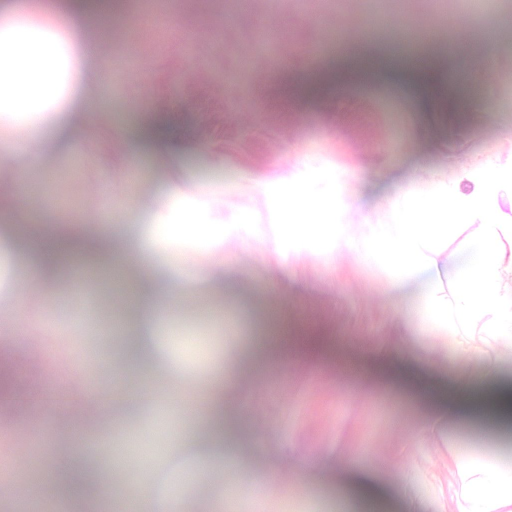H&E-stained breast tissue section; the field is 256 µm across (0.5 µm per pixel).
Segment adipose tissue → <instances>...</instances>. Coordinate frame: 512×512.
I'll use <instances>...</instances> for the list:
<instances>
[{
	"mask_svg": "<svg viewBox=\"0 0 512 512\" xmlns=\"http://www.w3.org/2000/svg\"><path fill=\"white\" fill-rule=\"evenodd\" d=\"M90 12L81 0H5L0 5V158H35L47 137L63 140L89 122L85 83L96 56L83 32ZM358 175L344 170L339 189L320 174L258 175L197 181L191 191L170 183L144 221L164 224L174 241L226 242L248 234L260 251L348 258L399 305L398 324L425 331L476 363L488 352L475 337L501 339L512 329V197L493 201L491 187L512 182V169L479 170L468 188L413 177L387 199V223L373 222L352 198ZM271 205V230L252 228L245 206L223 216L225 195ZM462 237L459 253L448 241ZM461 422L512 439V382L495 379L468 394ZM449 452L464 482L453 490L454 512H512V468L503 454H476L459 441Z\"/></svg>",
	"mask_w": 512,
	"mask_h": 512,
	"instance_id": "ef3b65f1",
	"label": "adipose tissue"
}]
</instances>
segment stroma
<instances>
[{
    "label": "stroma",
    "instance_id": "1",
    "mask_svg": "<svg viewBox=\"0 0 512 512\" xmlns=\"http://www.w3.org/2000/svg\"><path fill=\"white\" fill-rule=\"evenodd\" d=\"M182 2L122 0L100 25L93 123L47 143L36 163L0 161V189L42 188L0 201V338L46 387L109 396L94 412L0 419V512H29L52 492V466L33 474L14 462L29 426L28 454L47 461L65 448L98 474L92 498L53 499V512H120L119 468L181 512H199L203 489L211 512H236L221 463L204 466L208 485L196 478L195 449L228 438L238 475L269 479L254 512H451L460 477L432 433L462 431L453 388L480 387L487 371L399 330L395 307L346 261H283L245 239L186 243L182 260L211 264L216 285L150 324L139 290L120 302L103 288L75 295L64 267L42 271L26 248L77 230L118 255L148 237L166 251L164 225L111 224L102 207H154L183 169L200 180L353 169L359 204L382 223L411 176L511 167L512 12L491 42L444 29L435 0H396L387 27L368 0L307 11L279 0L273 12L266 0ZM360 38L436 51L432 87L400 72L346 75L342 57ZM205 380L224 394L221 416L179 402Z\"/></svg>",
    "mask_w": 512,
    "mask_h": 512
}]
</instances>
